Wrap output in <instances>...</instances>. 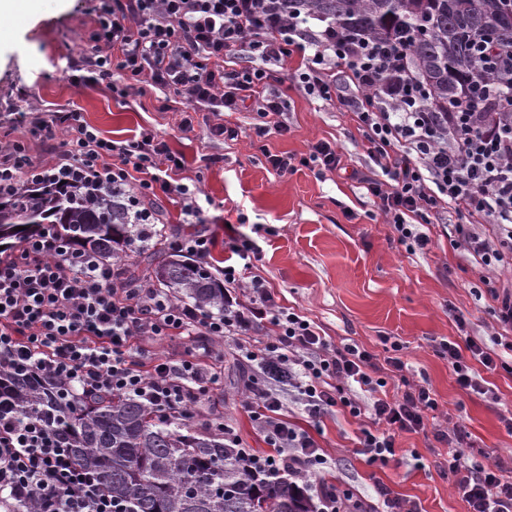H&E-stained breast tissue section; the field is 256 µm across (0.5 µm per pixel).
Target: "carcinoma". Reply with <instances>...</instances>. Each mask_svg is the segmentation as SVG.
<instances>
[{
  "label": "carcinoma",
  "instance_id": "carcinoma-1",
  "mask_svg": "<svg viewBox=\"0 0 512 512\" xmlns=\"http://www.w3.org/2000/svg\"><path fill=\"white\" fill-rule=\"evenodd\" d=\"M336 24V34L395 41L441 110L492 83L512 97V0H288ZM157 217L141 224L129 193L97 182L61 188L48 180L0 199V244L22 245L48 227L73 249L108 261L135 243L124 268L132 281L153 279L172 297L204 312H224V286L202 263L160 247ZM22 230H17V227ZM0 388L21 418L37 413L68 443L74 462L95 471L132 512H316L306 489L273 479L220 434L198 433L128 395L86 397L57 383L0 373Z\"/></svg>",
  "mask_w": 512,
  "mask_h": 512
}]
</instances>
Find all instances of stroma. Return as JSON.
<instances>
[{
    "label": "stroma",
    "mask_w": 512,
    "mask_h": 512,
    "mask_svg": "<svg viewBox=\"0 0 512 512\" xmlns=\"http://www.w3.org/2000/svg\"><path fill=\"white\" fill-rule=\"evenodd\" d=\"M97 0H41L33 14L0 20V121L37 107L45 115L75 110L105 137L125 140L141 129L153 130L171 151L183 154L185 184H200L208 198L204 221L165 203L164 244L198 233L210 240L208 262L219 269L224 244L238 233L255 238L261 252L254 271L273 287L282 304L301 310L333 344L351 339L384 355L385 339L399 341L404 374L413 384L427 383L445 426H464L466 455L479 464L500 462L512 473V434L504 419L512 415V371L482 372L495 389L490 400L461 389L441 341L464 344L473 338L492 345L499 328L492 300L482 281L483 269L472 267L441 227L424 225L429 250L399 244L374 199L349 170L367 174L374 164L348 108L307 96L294 83L295 61L276 65L272 84L287 105L286 134L270 133L255 145L250 112H225L238 130L234 140L209 137L215 118L204 107L191 115L192 128L180 130V115L165 108V95L150 88L117 97L105 87L83 80L72 63L90 45ZM327 141L342 153L346 170L317 173L308 168L276 174L266 153L308 155L312 144ZM467 320L458 328L457 316ZM224 373L222 386L210 392L206 406L232 424L244 447L259 453L268 447L242 407L246 372L232 344L213 356ZM291 422L307 428L331 463L326 480L349 488L356 497H371L376 481L391 485L421 512H468L453 479L438 465L448 456L443 445L424 435H396V457L385 467L370 465L356 451V420L333 410L320 420L302 407L288 406Z\"/></svg>",
    "instance_id": "stroma-1"
}]
</instances>
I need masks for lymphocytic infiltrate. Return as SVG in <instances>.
<instances>
[{"label": "lymphocytic infiltrate", "mask_w": 512, "mask_h": 512, "mask_svg": "<svg viewBox=\"0 0 512 512\" xmlns=\"http://www.w3.org/2000/svg\"><path fill=\"white\" fill-rule=\"evenodd\" d=\"M89 55L74 68L116 96L145 84L172 93L179 104L224 108L250 106L254 134L287 133L285 105L270 86L273 65L293 54L306 95L352 107L368 156L378 167L361 182L386 217L399 243L426 247L417 223L435 214L451 244L484 270L512 256V130L479 101L460 99L436 112L423 100L424 86L393 44L337 37L332 24L310 26L288 0H99ZM245 55L247 66L226 70L225 59ZM32 138L52 143L55 162L33 163L23 143L0 144V195L11 196L42 179L80 183L102 180L131 187L135 200L175 201L184 215L201 217L198 190L177 177L183 155L149 129L116 141L102 136L75 111L45 120H18ZM224 312L205 314L174 300L164 289L130 286L120 271L91 255L68 254L52 231L0 260V364L23 368L80 394L121 393L142 399L168 417L203 415V397L221 375L210 348L176 361L148 357L144 337L207 336L232 341L255 374L244 408L270 449L258 464L288 473L310 486L317 512H419L417 503L384 482L375 504L329 483L327 460L308 429L289 421L283 401L292 393L310 418L332 408L359 422L358 452L386 465L396 454L397 432L431 431L446 445L444 472L455 478L469 512H512V480L499 464L468 461L461 427L430 424L437 401L429 387L408 383L392 342L380 358L363 346L331 342L307 316L278 303L267 281L253 271L259 247L249 237L227 244ZM496 322L510 341L501 349L476 341H446L461 388L485 394L473 370L505 367L512 352V289L485 279ZM40 499L46 512H128L101 491L97 474L77 468L46 422L22 420L0 405V512Z\"/></svg>", "instance_id": "1"}]
</instances>
